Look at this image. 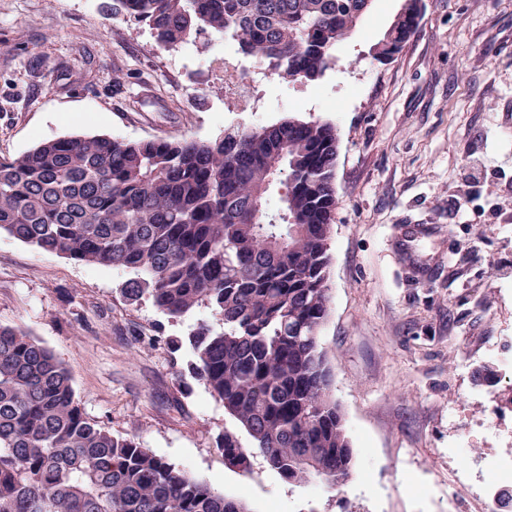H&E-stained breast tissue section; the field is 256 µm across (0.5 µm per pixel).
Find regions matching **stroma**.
<instances>
[{
  "mask_svg": "<svg viewBox=\"0 0 512 512\" xmlns=\"http://www.w3.org/2000/svg\"><path fill=\"white\" fill-rule=\"evenodd\" d=\"M107 0H0V158L42 141L207 140L294 116L338 135L329 314L320 342L354 450L339 488L291 487L261 459L226 466L246 433L178 343L204 318L125 303L127 271L0 233V324L67 368L86 417L243 497L251 512H490L484 470L512 457V0H423L417 32L375 60L403 0H374L318 82L273 83L262 110L224 101V50L169 52ZM488 180L463 208L472 159Z\"/></svg>",
  "mask_w": 512,
  "mask_h": 512,
  "instance_id": "1",
  "label": "stroma"
}]
</instances>
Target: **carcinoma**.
<instances>
[{
	"instance_id": "1",
	"label": "carcinoma",
	"mask_w": 512,
	"mask_h": 512,
	"mask_svg": "<svg viewBox=\"0 0 512 512\" xmlns=\"http://www.w3.org/2000/svg\"><path fill=\"white\" fill-rule=\"evenodd\" d=\"M372 0H112L165 49L207 33L273 75L316 82ZM405 0L387 61L416 30ZM338 138L288 117L210 140L43 141L0 158V231L44 251L132 273L119 294L172 318L208 310L184 337L191 377L252 446L224 432V462L261 458L294 487H336L354 466L320 346L328 315ZM278 191V204L268 203ZM0 512H250L192 473L84 416L62 362L0 325Z\"/></svg>"
}]
</instances>
